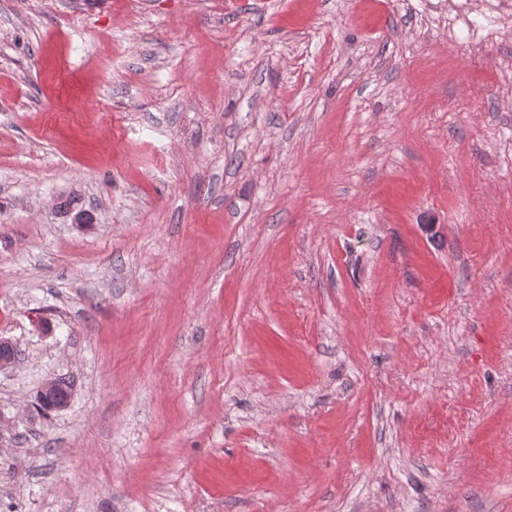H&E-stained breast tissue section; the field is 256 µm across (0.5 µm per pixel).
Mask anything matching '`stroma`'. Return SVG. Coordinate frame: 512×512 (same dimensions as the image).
<instances>
[{
	"label": "stroma",
	"mask_w": 512,
	"mask_h": 512,
	"mask_svg": "<svg viewBox=\"0 0 512 512\" xmlns=\"http://www.w3.org/2000/svg\"><path fill=\"white\" fill-rule=\"evenodd\" d=\"M0 336V512H512V0H0Z\"/></svg>",
	"instance_id": "1"
}]
</instances>
